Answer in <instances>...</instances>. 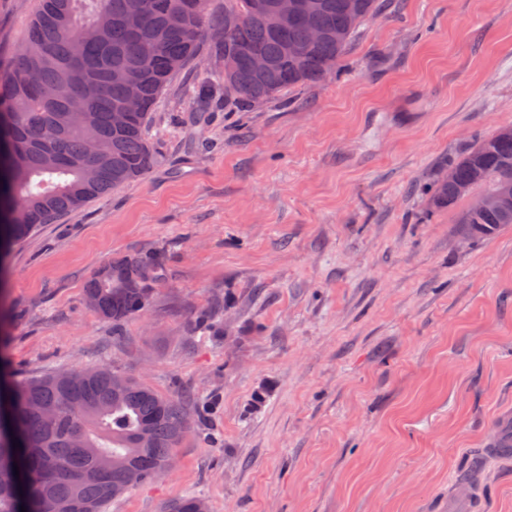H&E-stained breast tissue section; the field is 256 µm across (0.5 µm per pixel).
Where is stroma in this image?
<instances>
[{"mask_svg":"<svg viewBox=\"0 0 512 512\" xmlns=\"http://www.w3.org/2000/svg\"><path fill=\"white\" fill-rule=\"evenodd\" d=\"M339 77L248 112L196 67L148 131L160 162L0 258V378L118 365L186 400L164 478L106 512H448L512 410V227L462 242L424 186L512 124V0H380ZM39 0H0V57ZM158 256L150 304L115 326L87 278ZM477 512H512V464Z\"/></svg>","mask_w":512,"mask_h":512,"instance_id":"35a3bbf8","label":"stroma"}]
</instances>
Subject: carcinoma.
<instances>
[{"label":"carcinoma","instance_id":"carcinoma-1","mask_svg":"<svg viewBox=\"0 0 512 512\" xmlns=\"http://www.w3.org/2000/svg\"><path fill=\"white\" fill-rule=\"evenodd\" d=\"M274 0H224V17L210 0H40L19 49L0 68V253L41 225L87 200L134 180L158 163L146 137L153 112L171 78L208 41L237 58L224 75V111L242 112L276 99L286 89L317 84L340 61L379 0H322L286 31L273 30L266 9ZM138 17L128 18L131 11ZM319 31L323 38L312 42ZM302 52L288 56V43ZM259 50L273 65L254 72ZM142 109L126 126L112 125L131 84ZM72 101L84 112H69ZM428 192L436 209L456 212V231L481 239L512 225V204L475 213L459 207L455 183L487 196L512 184V135L480 137ZM151 254L110 261L85 284V296L103 318L119 325L143 311L158 282ZM0 512H104L129 487L156 480L191 424L178 397L158 393L115 366L100 364L83 377L62 371L0 384ZM19 471H13V465ZM196 496L168 502L162 512H199Z\"/></svg>","mask_w":512,"mask_h":512}]
</instances>
